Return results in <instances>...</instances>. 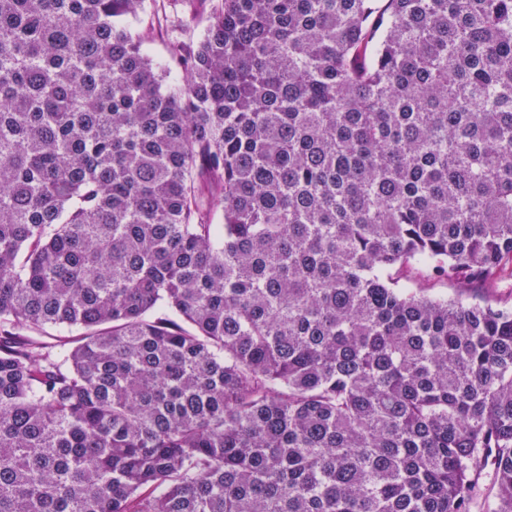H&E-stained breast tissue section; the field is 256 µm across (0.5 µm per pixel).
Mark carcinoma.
I'll return each mask as SVG.
<instances>
[{"mask_svg": "<svg viewBox=\"0 0 512 512\" xmlns=\"http://www.w3.org/2000/svg\"><path fill=\"white\" fill-rule=\"evenodd\" d=\"M210 2L0 0V512H512V0ZM185 0H146L144 11L130 24L144 37V50L154 62L168 67L170 46L177 39L197 40L206 25L205 4L195 2V10H185ZM182 24V27H178ZM406 274L411 278L408 282L410 288H427V294L433 297L452 298L456 296L455 283L452 280H428L416 270H409ZM475 288L470 295L463 297L466 302L490 300L512 303V277L509 272L503 274L493 286L477 283Z\"/></svg>", "mask_w": 512, "mask_h": 512, "instance_id": "cac0c4a2", "label": "carcinoma"}]
</instances>
